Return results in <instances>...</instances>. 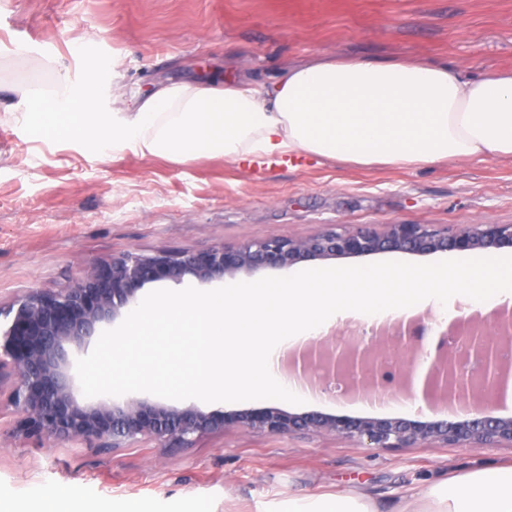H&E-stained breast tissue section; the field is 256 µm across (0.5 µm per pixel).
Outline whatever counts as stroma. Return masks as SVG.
<instances>
[{
	"instance_id": "1",
	"label": "stroma",
	"mask_w": 512,
	"mask_h": 512,
	"mask_svg": "<svg viewBox=\"0 0 512 512\" xmlns=\"http://www.w3.org/2000/svg\"><path fill=\"white\" fill-rule=\"evenodd\" d=\"M429 60L467 76L512 68V0H0V307L32 289L58 292L92 266L134 250L197 252L269 235L305 238L334 225L512 224V159L426 167L358 166L301 155L181 164L129 152L101 159L79 144L27 138L15 106L38 72L82 81L98 68L102 108L156 84L274 77L313 57ZM390 252L315 259L253 273L281 281L314 267L393 260ZM98 324L85 348L68 346L81 403L146 398L178 409L237 413L275 407L432 421L447 412L372 389L374 407L342 393L296 402L221 400L183 393L187 336H122ZM0 381V512H286L292 495L357 488L395 512L428 479L512 463V445L363 448L330 432L224 433L170 448L141 437L119 448L22 439L20 414Z\"/></svg>"
}]
</instances>
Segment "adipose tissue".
I'll return each instance as SVG.
<instances>
[{
    "instance_id": "obj_1",
    "label": "adipose tissue",
    "mask_w": 512,
    "mask_h": 512,
    "mask_svg": "<svg viewBox=\"0 0 512 512\" xmlns=\"http://www.w3.org/2000/svg\"><path fill=\"white\" fill-rule=\"evenodd\" d=\"M131 101L104 112L92 82L38 79L18 108L30 140L88 145L104 157L129 151L178 164L312 154L360 165L512 158V70L471 79L445 64L321 56L269 81L169 84ZM452 279L477 289L482 311L512 308V260L485 253L446 274L399 265L303 271L285 283L164 293L131 309L124 333L151 327L193 336L191 393L304 401L309 386L279 368L286 350L346 317L378 323L416 314ZM255 336L262 345L252 344ZM420 498L421 512H512V464L427 482ZM288 512L384 509L351 489L289 498Z\"/></svg>"
}]
</instances>
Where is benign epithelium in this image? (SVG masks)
<instances>
[{"mask_svg": "<svg viewBox=\"0 0 512 512\" xmlns=\"http://www.w3.org/2000/svg\"><path fill=\"white\" fill-rule=\"evenodd\" d=\"M512 247V224H474L457 230L435 229L430 224H388L378 231L361 226L352 232L329 227L305 238L280 236L244 243L236 248L198 252L157 251L142 255L128 251L109 263L93 266L58 293L31 290L17 301L11 324L3 332L14 378L12 400L21 414L19 431L29 440L99 443L117 448L139 436L167 446H183L193 435L222 433L228 428L284 436L304 431L334 432L364 448L410 447L419 443L446 445H512V418L494 415L488 390L500 385L512 371L502 367L483 342V328L462 331L459 341L447 346L443 334L435 353L425 351L417 325L395 327L397 342H342L332 349L310 350L303 363L316 360L323 380L339 377L354 391L376 386L380 377L393 375L395 391L414 397V378L420 365L432 357L423 379L427 400L451 401L465 418L417 422L401 419L351 418L320 414L293 415L278 408L236 414L204 413L194 407L175 409L147 399L122 405L79 403L65 345L84 346L96 326L118 316L144 284L159 280L180 283L190 276L201 283L226 275L285 267L300 261L339 259L400 251L426 255L438 251L467 252ZM410 361L401 364L396 351ZM476 356L484 363L485 391L459 369V362Z\"/></svg>", "mask_w": 512, "mask_h": 512, "instance_id": "1", "label": "benign epithelium"}]
</instances>
